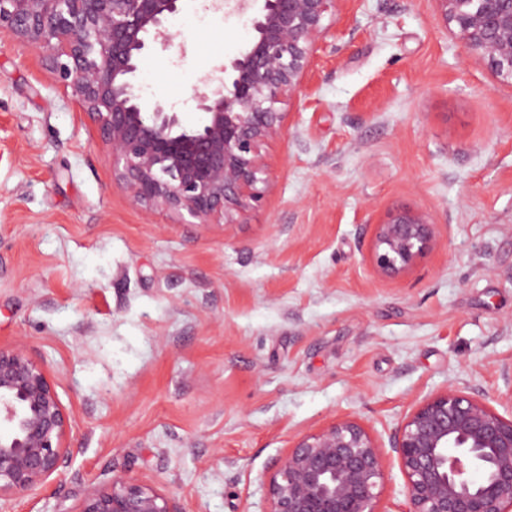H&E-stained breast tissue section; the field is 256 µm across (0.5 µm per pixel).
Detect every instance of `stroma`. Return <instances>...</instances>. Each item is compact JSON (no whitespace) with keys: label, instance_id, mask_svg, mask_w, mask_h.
Returning a JSON list of instances; mask_svg holds the SVG:
<instances>
[{"label":"stroma","instance_id":"1","mask_svg":"<svg viewBox=\"0 0 512 512\" xmlns=\"http://www.w3.org/2000/svg\"><path fill=\"white\" fill-rule=\"evenodd\" d=\"M323 24L270 189L228 224L147 214L38 52L0 40V345L74 415L69 466L0 512H75L116 476L180 512H264L293 443L343 418L383 445L381 512H407L389 441L414 405L456 384L512 414V86L433 0H339ZM170 27L137 82L194 120V87L256 32L211 0ZM394 206L439 244L391 281L369 252Z\"/></svg>","mask_w":512,"mask_h":512}]
</instances>
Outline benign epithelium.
Wrapping results in <instances>:
<instances>
[{
	"instance_id": "obj_1",
	"label": "benign epithelium",
	"mask_w": 512,
	"mask_h": 512,
	"mask_svg": "<svg viewBox=\"0 0 512 512\" xmlns=\"http://www.w3.org/2000/svg\"><path fill=\"white\" fill-rule=\"evenodd\" d=\"M181 0H0V31L42 52L98 125L112 175L147 212L187 224L256 209L270 186L263 146L284 129L276 105L297 96L340 0H261L255 39L228 77L193 89L200 117L144 104L135 76L153 45L172 44ZM468 54L512 85V0H434ZM437 245L435 224L407 207L374 222L370 263L396 280ZM73 420L45 370L18 343L0 348V499L33 491L66 464ZM409 512H512V417L450 385L414 406L392 440ZM385 462L353 418L297 439L270 477L266 512H381ZM75 512H179L166 496L114 477L84 489Z\"/></svg>"
}]
</instances>
